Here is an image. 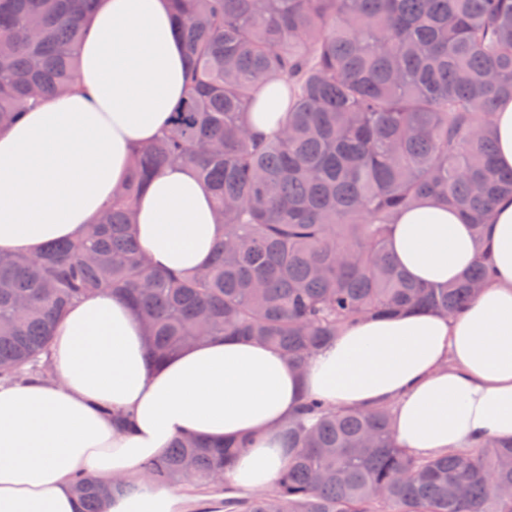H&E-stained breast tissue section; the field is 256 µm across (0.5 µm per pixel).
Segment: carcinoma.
<instances>
[{"label":"carcinoma","mask_w":512,"mask_h":512,"mask_svg":"<svg viewBox=\"0 0 512 512\" xmlns=\"http://www.w3.org/2000/svg\"><path fill=\"white\" fill-rule=\"evenodd\" d=\"M98 0H0V127L74 83ZM186 89L167 128L133 151L98 221L39 256L0 253V379L39 378L55 327L88 293L125 298L155 360L218 336L270 344L303 364L339 329L409 310L460 312L490 274L481 254L454 284L422 285L390 259L396 216L423 197L476 236L512 171L494 163L491 116L512 98V0H174ZM271 79L292 87L281 129L249 133ZM194 166L224 229L206 267L149 266L133 203L166 165ZM392 411L301 400L272 489L224 493V512H512V441L417 456ZM247 442L186 436L142 465L153 483L209 487ZM79 512L108 490L74 483Z\"/></svg>","instance_id":"carcinoma-1"}]
</instances>
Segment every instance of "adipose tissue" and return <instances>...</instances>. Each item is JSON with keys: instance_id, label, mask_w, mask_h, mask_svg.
Here are the masks:
<instances>
[{"instance_id": "adipose-tissue-1", "label": "adipose tissue", "mask_w": 512, "mask_h": 512, "mask_svg": "<svg viewBox=\"0 0 512 512\" xmlns=\"http://www.w3.org/2000/svg\"><path fill=\"white\" fill-rule=\"evenodd\" d=\"M172 25L171 0H100L72 89L0 129V253L77 238L111 200L134 148L163 130L185 92ZM290 104L285 83L269 82L251 133L278 130ZM492 127L497 163L510 171L512 98L497 102ZM135 216L149 262L172 272L204 265L220 232L212 193L187 164L160 172ZM389 250L418 282L458 281L481 250L491 272L461 313L357 322L301 371L233 336L153 365L128 304L103 292L75 302L56 329L49 377L0 384V512H77L71 485L82 473L133 485L106 512H224L221 490L190 498L146 482L141 464L186 433L218 444L248 436L228 479L266 490L288 464L278 428L305 393L358 411L394 403L396 440L420 455L512 439V195L496 203L482 243L456 209L425 200L397 216Z\"/></svg>"}]
</instances>
